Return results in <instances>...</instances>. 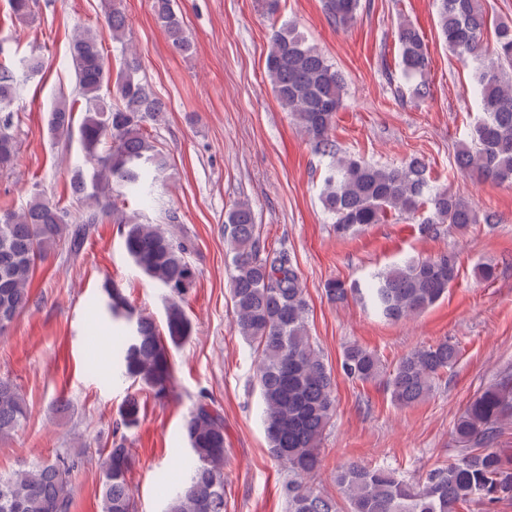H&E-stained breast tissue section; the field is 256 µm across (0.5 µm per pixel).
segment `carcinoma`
I'll return each instance as SVG.
<instances>
[{"label": "carcinoma", "instance_id": "carcinoma-1", "mask_svg": "<svg viewBox=\"0 0 512 512\" xmlns=\"http://www.w3.org/2000/svg\"><path fill=\"white\" fill-rule=\"evenodd\" d=\"M361 0H324L328 21L341 29L353 25ZM151 8L168 41L187 52L192 41L172 0H152ZM442 39L469 71L472 94L482 117L474 126L471 146L455 159L457 170L498 182H512V24L495 23V44L484 34L488 18L480 0H435ZM106 32L80 27L69 55L75 73L72 99L61 97L48 114L49 135L56 140L78 131L83 161L70 177L72 196L81 204L72 215L59 203L34 195L18 210L0 209V333L32 302L28 281L37 262L59 247L81 253L90 228L105 220L122 225V245L144 276L168 298L164 329L133 307L122 290L103 288L105 309L122 322L125 336L112 367L125 381L156 400L173 393L170 347L185 342L192 323L180 301L194 288L196 250L188 234H175L126 205L154 202L156 182L168 170L169 158L148 126L159 121L167 106L153 86L139 75L136 53L126 39L128 20L116 6L105 19ZM120 45L124 61L116 71L106 64L105 38ZM402 76L412 97L430 96L426 79L428 46L409 22L396 32ZM266 76L272 91L314 150L329 159L319 200L340 237L388 215L423 214L420 229L431 236L443 226L464 230L471 224H494L490 211L477 213L460 196L431 186L424 158L411 155L397 166L370 162L342 152L332 134L346 86L341 73L316 47L286 25L271 33ZM18 81L11 63L0 60V172L17 155L12 105ZM83 105L79 128L74 109ZM224 238L230 256V292L234 327L253 349L255 377L263 403L265 435L272 456L288 473L282 494L288 512H466L474 505L492 508L512 502V455L496 447L503 425L512 418V373L486 387L453 425L458 458L435 464L414 482L388 467L342 465L336 475L345 510L322 492L311 478L320 466L319 445L335 411V377L310 336L308 302L295 258L288 248L271 247L260 238L256 216L247 200L225 213ZM458 276L453 253L410 257L373 274L364 283L336 279L326 294L344 301L365 295L389 321L412 319L438 302ZM458 347L446 339L419 346L403 355L389 376L380 356L361 344L343 350L340 369L349 379L368 383L385 379L393 405L411 408L428 398L440 377L452 368ZM144 400L136 394L122 403L119 416L127 428L136 426ZM27 418L19 387L0 377V439L10 437ZM191 462L182 486L166 512H224V416L202 395L184 423ZM81 461L59 455L11 473H0V512H70L71 478ZM132 458L125 439L107 449L101 483L102 512H135L129 488Z\"/></svg>", "mask_w": 512, "mask_h": 512}]
</instances>
